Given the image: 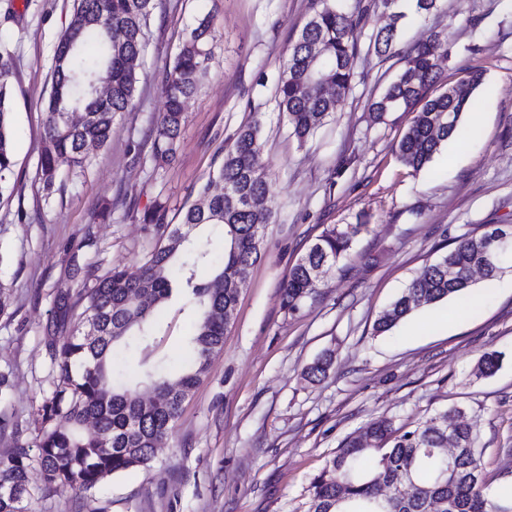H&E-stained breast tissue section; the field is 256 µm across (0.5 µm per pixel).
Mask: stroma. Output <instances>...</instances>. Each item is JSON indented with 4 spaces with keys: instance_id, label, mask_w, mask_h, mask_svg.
Listing matches in <instances>:
<instances>
[{
    "instance_id": "obj_1",
    "label": "stroma",
    "mask_w": 512,
    "mask_h": 512,
    "mask_svg": "<svg viewBox=\"0 0 512 512\" xmlns=\"http://www.w3.org/2000/svg\"><path fill=\"white\" fill-rule=\"evenodd\" d=\"M364 36L351 89L316 135L299 143L276 107L288 48L316 0H156L150 44L132 109L84 168L46 194L38 176L44 104L53 57L74 0H0V38L16 51L12 189L0 196V457L35 446L38 406L52 390L48 344L55 300L74 269L102 276L140 266L164 225L181 222L222 164L238 129L260 121L258 162L275 212L234 316L224 349L185 398L174 432L149 468L133 469L82 501L57 488L37 512H307L308 486L337 448L377 418L413 429L461 408L483 450L490 491L512 487V290L485 292L469 318L446 330L410 334L409 322L373 331L379 313L422 269L466 234L512 226V0H441L438 11L406 12L394 52L369 51L386 26L379 0H362ZM212 60L185 103L171 161L156 165L151 128L165 107L166 67L202 18ZM438 38L448 57L442 83L479 71L492 97L478 96L464 125L480 123L463 147L444 145L416 171L398 158L410 112L374 119L384 93L416 45ZM158 211L159 223L143 217ZM365 225L341 272L329 275L299 310L281 305L291 267L325 228ZM193 306L173 297L159 308L154 339L129 337L112 357L115 378L146 366L176 378L191 368ZM499 370L478 378L487 353ZM331 356L325 378L307 367Z\"/></svg>"
}]
</instances>
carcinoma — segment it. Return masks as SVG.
Instances as JSON below:
<instances>
[{
    "mask_svg": "<svg viewBox=\"0 0 512 512\" xmlns=\"http://www.w3.org/2000/svg\"><path fill=\"white\" fill-rule=\"evenodd\" d=\"M322 7L288 49L277 88V106L301 143L312 138L348 93L353 61L359 52L365 9L355 0L345 10L333 0ZM154 0H74V12L54 54L51 90L47 100L44 146L39 178L48 188L60 174L83 168L92 151L112 138L117 115L132 107L138 69L149 44L148 28ZM210 22L199 21L166 70V106L152 130L153 159L165 160L175 150L184 120V103L199 87L212 57ZM397 39L390 24L370 36L381 56L392 53ZM16 57L0 43V196L8 190L15 166L11 147L12 78ZM110 82L108 96L89 95V81ZM483 74L472 71L439 92L435 52L422 44L405 58L397 79L369 103L377 119L387 112L414 111L412 125L398 145L400 161L418 171L430 163L457 130ZM259 124L240 129L225 152L216 179L224 190L203 188L187 208L181 225L170 231L168 243L155 248L135 269L115 266L107 275L87 272L90 287L59 291L56 325H65L72 305L84 303L82 325L62 343H49L54 389L39 406L41 432L37 448L19 445L0 458V512H32L41 491L70 488L81 500L94 498L106 479L135 468H146L156 444L175 428L183 400L169 398V380L144 371L137 385L112 379V350L127 336L152 337L153 316L181 284L199 307L189 346L194 362L175 381L183 395L196 387L210 358L224 346V309L235 306L238 293L224 284V274L244 271L261 258L262 228L272 211L255 205L270 196L268 182L255 167L260 152ZM208 224L224 225L228 249L207 279L193 269L176 267L178 251L191 230ZM362 225L325 230L292 266L281 287L283 308L294 312L316 291L322 275L338 270ZM512 241L497 243L488 232L461 237L436 262L426 266L400 296L375 320L383 334L424 305L448 298L468 300L474 271L490 260L485 277L502 273L501 256ZM453 276H448V272ZM502 355L485 354L476 376L493 375ZM150 383L164 394L161 405L145 408L138 386ZM451 408L414 429L400 432L389 418L364 427L362 438L350 437L315 475L308 487L307 512H426L429 498L446 500L450 512H512V505L492 498L484 477L483 449L468 419ZM455 424L460 448L449 459L438 452L448 438L443 420ZM37 473L40 484L33 485Z\"/></svg>",
    "mask_w": 512,
    "mask_h": 512,
    "instance_id": "1",
    "label": "carcinoma"
}]
</instances>
